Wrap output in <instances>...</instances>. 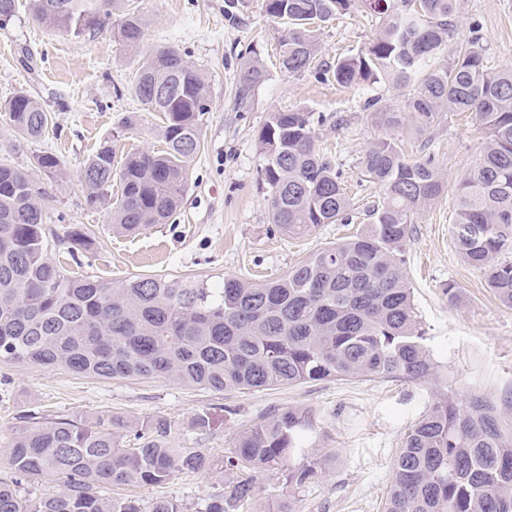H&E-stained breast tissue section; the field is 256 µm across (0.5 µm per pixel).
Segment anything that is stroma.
Listing matches in <instances>:
<instances>
[{
	"label": "stroma",
	"instance_id": "stroma-1",
	"mask_svg": "<svg viewBox=\"0 0 512 512\" xmlns=\"http://www.w3.org/2000/svg\"><path fill=\"white\" fill-rule=\"evenodd\" d=\"M28 3L18 0L15 16L0 25V102L26 89L50 112L52 124L40 140L28 141L0 120V160L28 171L46 188L52 227L76 224L93 240L82 273L107 279L239 276L258 282L285 274L300 258L345 236L343 225L326 224L313 235L291 239L271 224L259 184L256 135L274 111L302 109L320 117L319 142L356 207L364 210L376 201L360 158L380 130L357 100L376 96L399 106L410 88L375 83L357 92L321 82L312 72L286 73L277 61L281 27L266 16L264 0H246L234 23L225 16L228 0H132L145 21L137 51L122 48L108 30L89 40L53 33L33 20ZM456 3L459 22L452 45L477 36L490 67L512 64V0ZM376 32V20L353 6L346 19L320 28L317 60L331 63L358 52ZM156 45L173 46L202 71L210 110L176 214L141 235L125 236L113 231L105 208H87L80 169L107 141L119 161L130 151L160 146L152 117L134 131L119 129L124 116L142 109L131 88L146 49ZM251 60L260 62L265 76L241 103L237 78ZM430 135L444 190L416 218L405 253L426 345L448 372L449 396L464 403L478 394L512 406V307L494 296L479 271L464 264L450 235L455 185L473 165L484 134L469 120L449 115ZM46 152L62 160L63 177L38 167L37 157ZM451 281L458 286L453 300L444 291ZM435 392L429 384L331 379L216 395L163 379L98 380L0 363V476L10 474L7 442L25 415L118 416L134 427L164 417L173 424L175 444L202 451L212 467L179 474L163 485L116 486L111 494L135 500L141 512H151L162 497L179 503L183 512H204L208 499L223 493L234 478L224 457L239 434L261 415L306 407L327 415L324 445L334 449L336 461L298 492L296 512H382L402 437ZM201 413L211 418L203 432L192 426Z\"/></svg>",
	"mask_w": 512,
	"mask_h": 512
}]
</instances>
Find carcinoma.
<instances>
[{
    "mask_svg": "<svg viewBox=\"0 0 512 512\" xmlns=\"http://www.w3.org/2000/svg\"><path fill=\"white\" fill-rule=\"evenodd\" d=\"M29 0L33 17L53 31L93 37L111 24L120 0ZM354 0H265L268 18L283 25L280 67L289 74L332 73L345 88L410 85L400 107L367 97L360 103L384 134L361 158L378 201L369 223L345 240L295 262L264 283L238 277L213 282L167 275L104 279L68 270L52 247L74 262L89 251L78 228L47 224L49 195L30 174L0 164V362L63 369L98 379H166L211 392L293 387L328 379L377 378L436 383L441 368L425 344L405 267L406 242L421 209L442 192L444 177L426 132L446 114L466 113L485 130L470 170L455 189L451 236L465 264L480 271L498 300L512 307V65L491 69L475 38L445 59L459 16L455 0H361L379 22L374 41L333 65L317 64V31L349 14ZM144 21L124 13L113 37L140 47ZM264 76L240 70L238 94ZM133 93L159 122L163 148L137 149L114 169L112 146L84 164L90 208L110 206L112 229L138 234L165 224L187 191V172L201 148L210 90L201 71L173 47L147 51ZM0 118L27 140H38L50 113L17 92ZM422 137L418 156L394 135ZM259 173L271 223L289 237L353 220L347 189L318 143L311 113L272 112L257 134ZM120 196L111 200L112 181ZM325 416L291 407L262 416L225 456L238 472L205 512H239L256 501L254 473L285 468L288 498L257 512H294L297 492L326 472L334 455L321 448ZM114 418H58L17 429L7 446L11 476L0 479V512H140L113 498L115 485H162L209 459L172 443V423L148 421L128 445ZM50 478L58 490L21 494L23 482ZM382 512H512V430L481 396L465 405L435 396L404 434Z\"/></svg>",
    "mask_w": 512,
    "mask_h": 512,
    "instance_id": "1",
    "label": "carcinoma"
}]
</instances>
